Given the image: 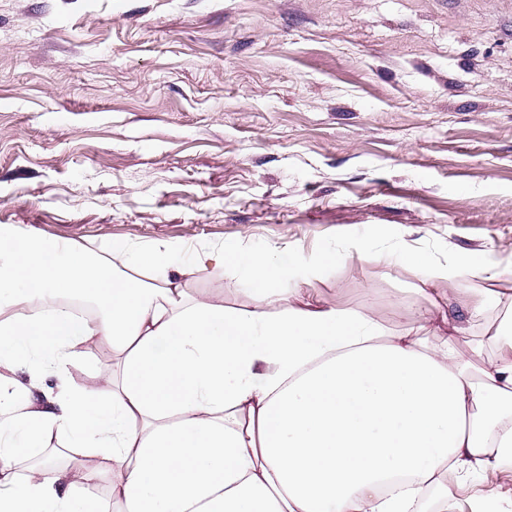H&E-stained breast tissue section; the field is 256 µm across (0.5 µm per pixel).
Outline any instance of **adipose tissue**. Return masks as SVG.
I'll return each instance as SVG.
<instances>
[{"instance_id": "1", "label": "adipose tissue", "mask_w": 512, "mask_h": 512, "mask_svg": "<svg viewBox=\"0 0 512 512\" xmlns=\"http://www.w3.org/2000/svg\"><path fill=\"white\" fill-rule=\"evenodd\" d=\"M340 257L227 248L176 268L163 242L104 255L1 225L0 512H446L449 476L467 483L512 459V314L476 373L446 314L394 336L368 310L287 305L280 282L301 293ZM397 258L430 281L477 273L422 251ZM227 267L252 283L254 309L182 288ZM65 297L100 313L76 318ZM94 339L118 370L105 387H72L66 367ZM45 361L57 392L41 387ZM53 440L59 452L9 477Z\"/></svg>"}]
</instances>
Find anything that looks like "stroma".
Masks as SVG:
<instances>
[{"label": "stroma", "instance_id": "stroma-1", "mask_svg": "<svg viewBox=\"0 0 512 512\" xmlns=\"http://www.w3.org/2000/svg\"><path fill=\"white\" fill-rule=\"evenodd\" d=\"M92 250L169 244L309 256L303 297L402 334L429 308L480 341L512 276L438 281L389 258L512 267V0H0V225ZM254 305L233 269L187 280ZM498 310L468 309L481 289ZM89 342L72 385L111 368ZM512 488V462L448 482V512Z\"/></svg>", "mask_w": 512, "mask_h": 512}]
</instances>
